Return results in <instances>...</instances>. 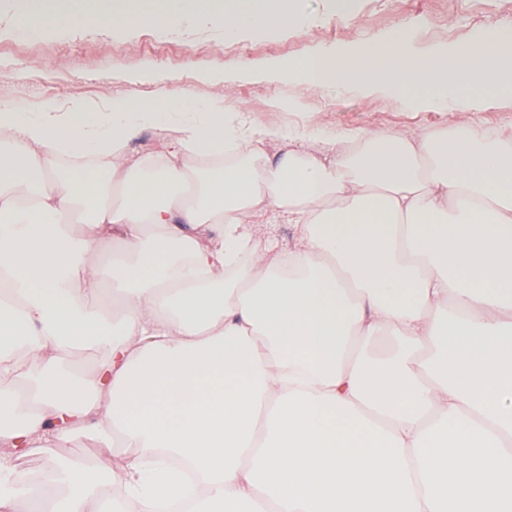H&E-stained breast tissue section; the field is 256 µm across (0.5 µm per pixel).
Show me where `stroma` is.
Masks as SVG:
<instances>
[{
  "mask_svg": "<svg viewBox=\"0 0 512 512\" xmlns=\"http://www.w3.org/2000/svg\"><path fill=\"white\" fill-rule=\"evenodd\" d=\"M299 7L315 17L314 25L236 41L209 28L156 26L83 27L24 37L12 29L9 0H0V97L28 112L40 111L48 100L64 111L76 99L147 101L187 88L200 100L223 96L261 127L295 132L318 126L323 139L306 145L317 155L343 152L347 134L366 130L441 139L463 126L512 146L507 99L463 114L416 110L400 95L366 96L354 89L329 94L242 74L271 59L293 60L328 44L376 37L399 23L415 25L428 46L463 42L485 27L512 25V0H356L344 20L330 14L324 0H300Z\"/></svg>",
  "mask_w": 512,
  "mask_h": 512,
  "instance_id": "obj_1",
  "label": "stroma"
}]
</instances>
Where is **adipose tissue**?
<instances>
[{
    "label": "adipose tissue",
    "instance_id": "1",
    "mask_svg": "<svg viewBox=\"0 0 512 512\" xmlns=\"http://www.w3.org/2000/svg\"><path fill=\"white\" fill-rule=\"evenodd\" d=\"M214 3L19 0L14 30L174 27ZM222 20L238 40L303 17L251 0ZM259 74L463 112L480 92L512 99V25L424 49L398 24ZM146 127L169 131L166 151L129 156ZM313 137L186 89L61 116L0 100V512H153L177 490L162 454L196 471L193 512H512V146L363 131L346 161L307 153ZM228 148L243 162L193 164ZM62 155L110 164L98 178ZM269 208L292 248L254 225ZM111 239L107 302L87 260ZM86 351L92 378L72 367ZM79 436L100 453L60 457ZM23 448L44 458L37 498L16 479Z\"/></svg>",
    "mask_w": 512,
    "mask_h": 512
}]
</instances>
